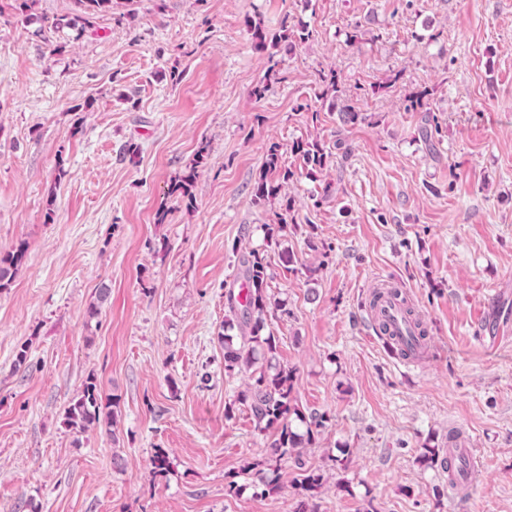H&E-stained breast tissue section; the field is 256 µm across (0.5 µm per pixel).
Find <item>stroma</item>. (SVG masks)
Masks as SVG:
<instances>
[{
    "label": "stroma",
    "instance_id": "obj_1",
    "mask_svg": "<svg viewBox=\"0 0 512 512\" xmlns=\"http://www.w3.org/2000/svg\"><path fill=\"white\" fill-rule=\"evenodd\" d=\"M34 12L0 0V252L28 246L0 291V512H293L291 484L264 497L242 471L276 433L242 407L224 416L245 387L224 374V291L253 248L292 311L268 320L277 359L303 410L330 417L304 450L320 512H512V0H120L88 28L74 0ZM252 19L312 33L261 98ZM330 69L365 121L341 126L323 103ZM417 91L433 153L406 109ZM340 136L349 154L315 180L288 150ZM203 142L192 202L169 196ZM275 142L297 226L269 249L279 205L252 190ZM387 281L423 318L425 360L393 357L371 328L366 299ZM91 374L117 401L113 434L64 422ZM452 429L483 474L463 497L417 461ZM344 453L342 475L329 458ZM426 92H420L418 94L413 95L410 98V107L415 112H425L423 117L421 118L422 125L420 127V136L425 143L429 146H433V130L435 133L439 131V123L437 117L431 113V109L428 108L426 103L424 102V98L426 96Z\"/></svg>",
    "mask_w": 512,
    "mask_h": 512
}]
</instances>
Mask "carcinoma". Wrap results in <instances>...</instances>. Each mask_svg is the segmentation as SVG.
<instances>
[{"instance_id": "cac0c4a2", "label": "carcinoma", "mask_w": 512, "mask_h": 512, "mask_svg": "<svg viewBox=\"0 0 512 512\" xmlns=\"http://www.w3.org/2000/svg\"><path fill=\"white\" fill-rule=\"evenodd\" d=\"M77 6L93 17L112 10L113 0H75ZM254 46L264 52L267 44L277 47L281 44L293 50L296 44L306 42L312 36L309 29L288 24L283 18L280 29L272 36L253 22H248ZM269 67L265 82L253 90V95L262 98L270 90L271 83L277 80L276 67L279 61L274 54H268ZM323 90L320 97L329 99V103L338 112L342 125L356 124L366 119L364 113L349 100L342 98V90L336 81V73H320ZM427 92H420L410 98V107L415 112L423 113L420 136L425 143L433 145V132L439 131L437 117L426 106L424 98ZM291 151L302 159L307 176L315 179L330 162L332 153L318 140H296ZM207 156V146H199L189 171L176 177L170 186L169 194L181 199L190 197V189L198 173V168ZM295 172L281 165V147L273 143L267 150L263 171L254 186V195L258 200L281 199L280 210L275 212L274 223L265 225L268 245H280L288 235L289 225L295 223L292 212L294 201L280 197L284 183L293 179ZM25 255V246L19 245L15 250L0 253V288L3 289L14 278ZM242 280L245 284V297L239 299L235 290L226 291V303L223 331L218 339L224 344V374L231 378L242 372H250L245 389L225 408L226 415L234 413L235 405L245 406L250 411L254 427L260 433L273 430L278 438L270 457L250 463L247 470L251 472L254 487L262 488V493L275 492L280 489L281 463L291 464L296 473L293 478L295 487L300 490V500L294 512H318L312 499L317 496L323 484V476L317 470L307 466L303 456V445L314 439L315 433L326 426L328 417L324 413L313 411L305 413L296 396V370L276 364V337L266 332L268 317L280 312L291 316V310L280 302H271L267 295L268 262L264 252L252 249L239 257ZM112 402L103 399L94 376H87L81 391L65 409V420L69 427L83 432L90 426H99L108 435H113L114 412L110 410ZM154 473L163 476L168 471L169 456L165 449L157 448L151 457Z\"/></svg>"}]
</instances>
